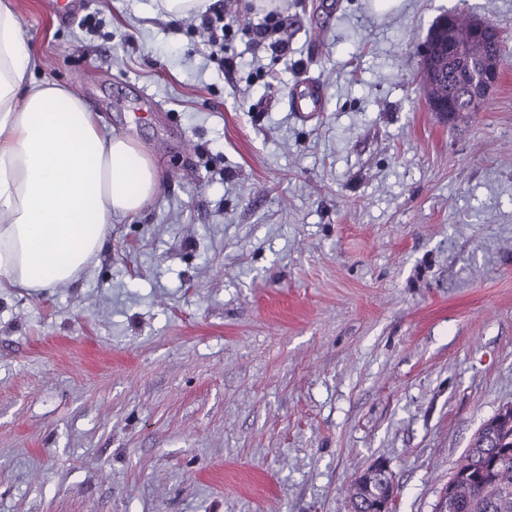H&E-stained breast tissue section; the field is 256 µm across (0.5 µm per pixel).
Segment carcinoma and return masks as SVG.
<instances>
[{"label":"carcinoma","instance_id":"carcinoma-1","mask_svg":"<svg viewBox=\"0 0 512 512\" xmlns=\"http://www.w3.org/2000/svg\"><path fill=\"white\" fill-rule=\"evenodd\" d=\"M364 476L354 480L350 508L360 500L361 512H371L374 501L395 491V483L379 481L362 488ZM449 483L453 492L441 512H512V420L491 430L483 424L453 468Z\"/></svg>","mask_w":512,"mask_h":512}]
</instances>
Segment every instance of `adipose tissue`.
<instances>
[{
  "mask_svg": "<svg viewBox=\"0 0 512 512\" xmlns=\"http://www.w3.org/2000/svg\"><path fill=\"white\" fill-rule=\"evenodd\" d=\"M15 0H0V288L73 281L113 219L143 210L161 172L140 144L103 130L87 101L35 82Z\"/></svg>",
  "mask_w": 512,
  "mask_h": 512,
  "instance_id": "ef3b65f1",
  "label": "adipose tissue"
}]
</instances>
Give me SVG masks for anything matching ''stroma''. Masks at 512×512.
Returning a JSON list of instances; mask_svg holds the SVG:
<instances>
[{"mask_svg":"<svg viewBox=\"0 0 512 512\" xmlns=\"http://www.w3.org/2000/svg\"><path fill=\"white\" fill-rule=\"evenodd\" d=\"M53 2L17 0L35 78L162 184L77 279L0 288V512H350L380 460L396 512H434L512 405V0H283L284 56L223 0L227 72L150 0ZM446 14L503 36L484 106L452 119L418 78ZM290 108L292 112L304 115L324 111L323 86L317 81L303 79L301 84L295 86L291 93Z\"/></svg>","mask_w":512,"mask_h":512,"instance_id":"obj_1","label":"stroma"}]
</instances>
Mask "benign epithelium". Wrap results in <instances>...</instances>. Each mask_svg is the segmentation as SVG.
I'll use <instances>...</instances> for the list:
<instances>
[{"instance_id":"benign-epithelium-1","label":"benign epithelium","mask_w":512,"mask_h":512,"mask_svg":"<svg viewBox=\"0 0 512 512\" xmlns=\"http://www.w3.org/2000/svg\"><path fill=\"white\" fill-rule=\"evenodd\" d=\"M501 34L489 20L471 18L470 25L459 30L453 16L444 17L434 26L423 45V79L428 87H436L442 79L437 61L448 58L458 64L464 94L458 99L438 93L428 99L430 110L453 116L459 112H477L495 87L499 76Z\"/></svg>"}]
</instances>
